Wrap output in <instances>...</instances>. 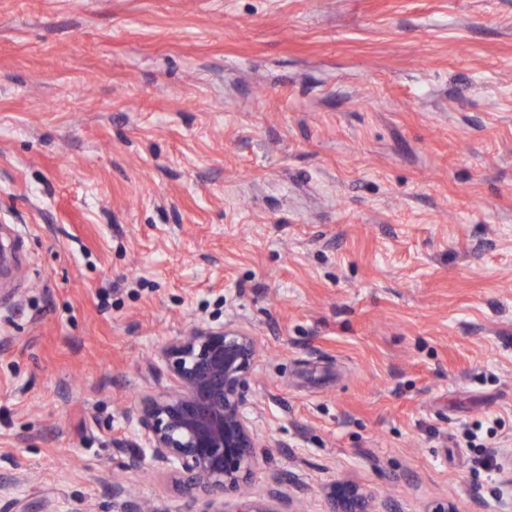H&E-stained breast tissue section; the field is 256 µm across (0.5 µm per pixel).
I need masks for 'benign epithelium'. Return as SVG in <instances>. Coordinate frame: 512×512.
Here are the masks:
<instances>
[{
  "mask_svg": "<svg viewBox=\"0 0 512 512\" xmlns=\"http://www.w3.org/2000/svg\"><path fill=\"white\" fill-rule=\"evenodd\" d=\"M174 381L171 391L149 398L137 413L145 451L132 459L169 469L200 512H224V495L239 493L237 512H272L263 499L241 492L257 466L259 438L246 392L255 373L257 343L233 324L198 326L162 353ZM15 482L0 480V500L30 512L13 497ZM117 512H156L112 482ZM327 512H374L359 485L337 481L326 488Z\"/></svg>",
  "mask_w": 512,
  "mask_h": 512,
  "instance_id": "7a95c632",
  "label": "benign epithelium"
}]
</instances>
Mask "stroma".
Wrapping results in <instances>:
<instances>
[{"label": "stroma", "instance_id": "stroma-1", "mask_svg": "<svg viewBox=\"0 0 512 512\" xmlns=\"http://www.w3.org/2000/svg\"><path fill=\"white\" fill-rule=\"evenodd\" d=\"M0 478L112 512L197 325L258 345L250 490L512 512V0H0ZM327 512H375L368 494L359 485L337 481L326 488Z\"/></svg>", "mask_w": 512, "mask_h": 512}]
</instances>
